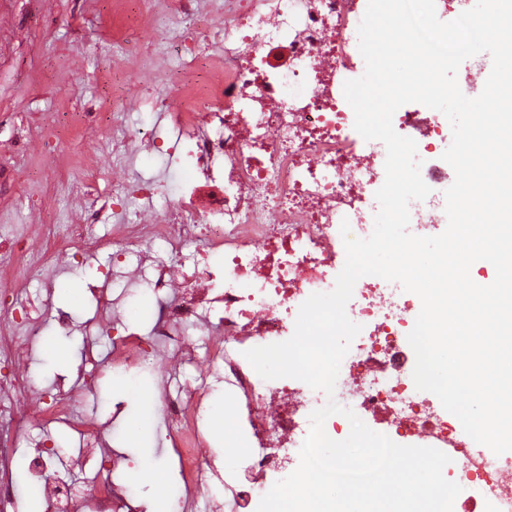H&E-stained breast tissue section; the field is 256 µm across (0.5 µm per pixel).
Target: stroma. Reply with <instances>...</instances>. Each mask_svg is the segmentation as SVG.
I'll use <instances>...</instances> for the list:
<instances>
[{"label": "stroma", "mask_w": 512, "mask_h": 512, "mask_svg": "<svg viewBox=\"0 0 512 512\" xmlns=\"http://www.w3.org/2000/svg\"><path fill=\"white\" fill-rule=\"evenodd\" d=\"M113 0H0V173L13 180L14 189L0 190L1 224H41L68 221L67 197L63 182L74 173L69 157H51L15 146V138L26 141L42 134L38 120L46 112H85L94 101H111L112 67L105 64L112 48L106 42L112 26ZM94 70L98 81L79 86L72 76L74 67ZM53 165V173L43 182L30 183L33 170ZM112 264L110 252L92 259L90 266L74 265L51 270L30 280L25 294L34 299H49L52 312L46 315L36 342H29L28 330L16 325L20 342L31 345L29 371L44 388L65 384L76 403H83L87 385H94L93 406L109 422L108 440L123 452L126 462L120 478L124 501L149 512V501L159 495L173 497L178 484V466L165 445L163 428L155 421L154 397L158 392L157 372L142 370L138 379L124 376L96 378L82 369V353L88 341L91 321L101 318L95 291L107 287L124 294L127 284L117 278L110 282L92 276L95 268ZM79 288V298L71 299L67 289ZM69 313L74 322L70 334H60L54 315ZM66 351L59 361L57 351ZM209 399L214 407V424L223 437L210 453L224 473V487L198 495L194 512H212L221 492L232 489L245 466L246 452L237 448L238 427L234 416L239 398L231 386L210 385ZM164 471L167 483L158 485L154 473Z\"/></svg>", "instance_id": "1"}]
</instances>
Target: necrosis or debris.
Returning a JSON list of instances; mask_svg holds the SVG:
<instances>
[{"label":"necrosis or debris","mask_w":512,"mask_h":512,"mask_svg":"<svg viewBox=\"0 0 512 512\" xmlns=\"http://www.w3.org/2000/svg\"><path fill=\"white\" fill-rule=\"evenodd\" d=\"M113 18V74L129 73V52L150 58L166 45L181 20L205 14L193 44L176 54L178 82L154 96L161 121L148 131L130 128L125 101H112L111 128L81 148V176L68 179L78 210L65 224H31L25 231L0 226V359L17 360L18 322L37 329L40 304L21 299L32 276L59 257L88 263L103 251L139 254L140 279L160 312L147 334L112 338V356L100 361L85 347L92 372L129 374L150 357L174 363L202 361L242 395L237 424L246 426L253 453L238 477L230 512H257L279 474L295 470L307 436L306 416L329 398L357 414L382 413L387 433L405 432L448 451V480L457 482V512H512V459L479 451L449 420L438 417L413 384L416 363L408 351L406 299L391 282L367 275L346 306L361 331L343 358L341 387L333 394L293 378L272 382L244 353L288 340L300 306L315 293L332 291L346 262L340 233L374 229L370 193L380 182L385 154L354 128L343 86L350 80L354 0H125ZM306 89L289 99L290 85ZM176 133L166 144L164 129ZM142 153L184 171L178 191L158 201L154 180L113 172L102 184L100 163ZM429 196L410 205L409 230L428 235L438 222L437 185L447 174L430 166L422 175ZM111 224L110 235L97 224ZM207 337L198 350L193 331ZM158 405L169 425L182 481L172 512H189L201 490L220 479L210 445V408L199 386L163 387ZM0 419L14 425L0 434V512H16L13 466L26 429L63 427L81 445V485L56 480L43 452L27 462L29 479L42 488L49 512H74L80 497H94V512H113L114 474L121 456L110 455L96 412L77 409L69 390H46L22 373L0 378Z\"/></svg>","instance_id":"1"}]
</instances>
